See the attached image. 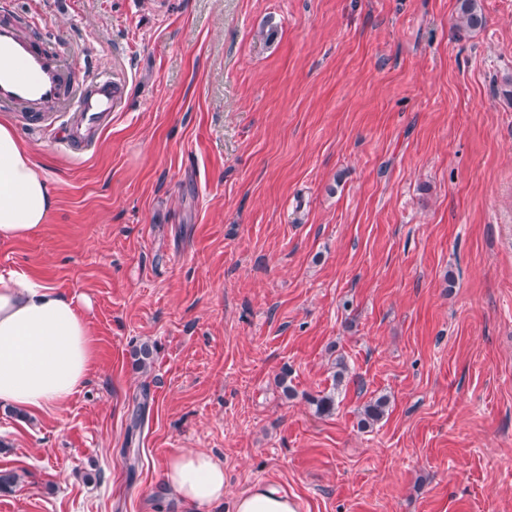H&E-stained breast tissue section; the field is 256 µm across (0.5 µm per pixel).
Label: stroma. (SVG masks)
<instances>
[{
  "label": "stroma",
  "instance_id": "stroma-1",
  "mask_svg": "<svg viewBox=\"0 0 512 512\" xmlns=\"http://www.w3.org/2000/svg\"><path fill=\"white\" fill-rule=\"evenodd\" d=\"M481 4L469 29L458 0H10L124 98L82 155L0 112L56 200L0 273L93 339L62 410L0 405V506L185 512L163 471L205 450L210 512L259 483L297 512H512V0Z\"/></svg>",
  "mask_w": 512,
  "mask_h": 512
}]
</instances>
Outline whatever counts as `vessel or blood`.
Listing matches in <instances>:
<instances>
[{
    "mask_svg": "<svg viewBox=\"0 0 512 512\" xmlns=\"http://www.w3.org/2000/svg\"><path fill=\"white\" fill-rule=\"evenodd\" d=\"M120 83L98 74L78 77L74 57L60 44L34 39L22 25L0 20V111L49 127L61 113L71 116L75 153L89 149L84 135L105 126L119 104Z\"/></svg>",
    "mask_w": 512,
    "mask_h": 512,
    "instance_id": "obj_1",
    "label": "vessel or blood"
}]
</instances>
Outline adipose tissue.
Returning <instances> with one entry per match:
<instances>
[{
	"label": "adipose tissue",
	"instance_id": "obj_1",
	"mask_svg": "<svg viewBox=\"0 0 512 512\" xmlns=\"http://www.w3.org/2000/svg\"><path fill=\"white\" fill-rule=\"evenodd\" d=\"M54 207L44 169L0 123V239L27 236ZM91 362V332L73 299L27 275L0 274V403L32 414L60 409L84 385ZM163 480L189 512L224 500V465L204 450L172 457ZM235 512L296 506L281 490L258 485L238 496Z\"/></svg>",
	"mask_w": 512,
	"mask_h": 512
}]
</instances>
